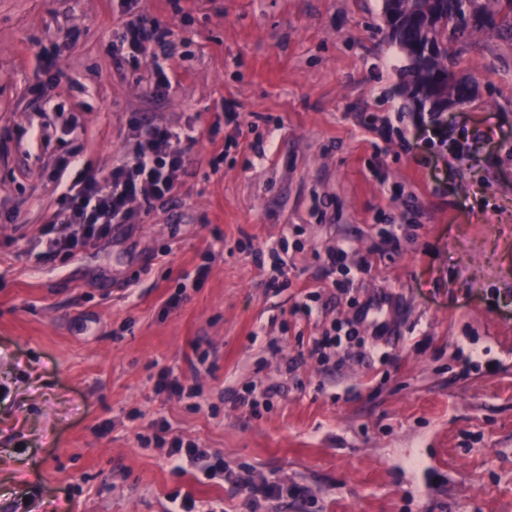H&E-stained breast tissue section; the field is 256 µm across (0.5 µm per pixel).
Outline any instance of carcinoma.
Returning a JSON list of instances; mask_svg holds the SVG:
<instances>
[{
    "instance_id": "cac0c4a2",
    "label": "carcinoma",
    "mask_w": 512,
    "mask_h": 512,
    "mask_svg": "<svg viewBox=\"0 0 512 512\" xmlns=\"http://www.w3.org/2000/svg\"><path fill=\"white\" fill-rule=\"evenodd\" d=\"M399 15L387 28L405 54L402 82L410 112H439L445 102L468 103L475 85L454 71L450 45L458 28L472 34H512V0H384Z\"/></svg>"
}]
</instances>
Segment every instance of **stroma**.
Wrapping results in <instances>:
<instances>
[{
	"mask_svg": "<svg viewBox=\"0 0 512 512\" xmlns=\"http://www.w3.org/2000/svg\"><path fill=\"white\" fill-rule=\"evenodd\" d=\"M383 7L138 0L176 36L119 64L124 0H0V512H512V39L464 38L475 95L437 128L402 109ZM144 120L194 129L177 192L52 252L55 162L104 175ZM352 322L375 352L307 356ZM157 419L282 497L174 471Z\"/></svg>",
	"mask_w": 512,
	"mask_h": 512,
	"instance_id": "1",
	"label": "stroma"
}]
</instances>
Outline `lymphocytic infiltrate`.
Wrapping results in <instances>:
<instances>
[{
    "mask_svg": "<svg viewBox=\"0 0 512 512\" xmlns=\"http://www.w3.org/2000/svg\"><path fill=\"white\" fill-rule=\"evenodd\" d=\"M172 35L169 25L137 14L116 31L112 51L135 60L148 50L166 49ZM194 141L188 132L147 121L131 127L123 158L104 179L83 172L64 182L69 163L58 161L53 179L61 184L62 207L43 228L51 248L75 255L107 237L113 225L133 223L149 213L156 200L176 189ZM61 224L69 226V234L57 233Z\"/></svg>",
    "mask_w": 512,
    "mask_h": 512,
    "instance_id": "1",
    "label": "lymphocytic infiltrate"
}]
</instances>
